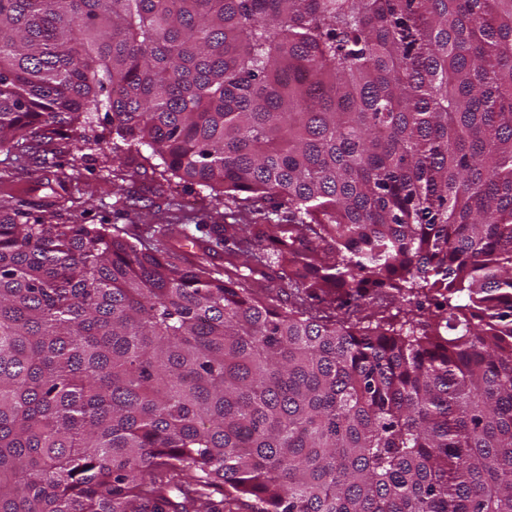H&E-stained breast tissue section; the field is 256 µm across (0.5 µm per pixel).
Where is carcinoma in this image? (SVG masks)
Wrapping results in <instances>:
<instances>
[{
	"instance_id": "1",
	"label": "carcinoma",
	"mask_w": 512,
	"mask_h": 512,
	"mask_svg": "<svg viewBox=\"0 0 512 512\" xmlns=\"http://www.w3.org/2000/svg\"><path fill=\"white\" fill-rule=\"evenodd\" d=\"M102 111L224 276L0 200V512H512V0H0V152Z\"/></svg>"
}]
</instances>
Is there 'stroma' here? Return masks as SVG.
<instances>
[{"instance_id":"stroma-1","label":"stroma","mask_w":512,"mask_h":512,"mask_svg":"<svg viewBox=\"0 0 512 512\" xmlns=\"http://www.w3.org/2000/svg\"><path fill=\"white\" fill-rule=\"evenodd\" d=\"M110 129L109 118L100 117L97 139L84 143L78 167L62 187L47 184L35 158L18 166L0 155V197L53 203L78 223L117 227L130 235L144 233L151 224H164V248L194 262L203 258L224 224L208 190L165 173L160 158L148 147L130 146ZM207 260L210 268L223 270V252L212 253Z\"/></svg>"}]
</instances>
